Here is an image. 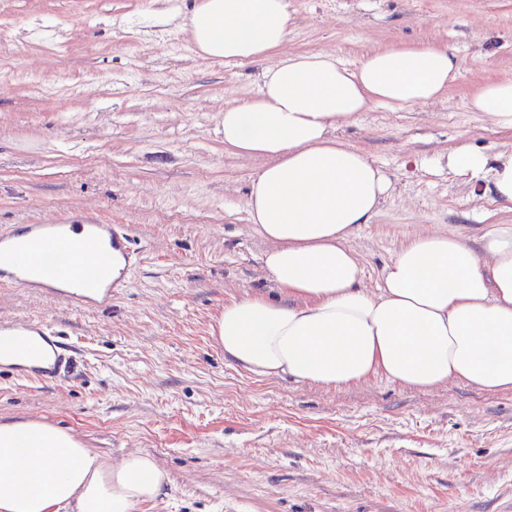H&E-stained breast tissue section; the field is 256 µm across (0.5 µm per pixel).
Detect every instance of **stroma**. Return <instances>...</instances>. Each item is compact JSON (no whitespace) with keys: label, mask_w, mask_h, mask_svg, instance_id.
Returning <instances> with one entry per match:
<instances>
[{"label":"stroma","mask_w":512,"mask_h":512,"mask_svg":"<svg viewBox=\"0 0 512 512\" xmlns=\"http://www.w3.org/2000/svg\"><path fill=\"white\" fill-rule=\"evenodd\" d=\"M172 2L162 25L161 0H0V228L95 216L141 250L108 311L0 286V318L53 324L80 360L58 386L1 373L0 423L51 424L113 464L151 455L167 482L133 512H512V391L327 388L250 373L213 341L225 301L282 297L246 208L267 161L225 151L222 127L270 61L200 57ZM421 46L461 61L443 100L376 105L337 131L393 185L349 241L372 290L410 236L475 246L512 226L448 173L458 144L512 150L511 129L468 107L512 79V0H288L285 53L354 65Z\"/></svg>","instance_id":"obj_1"}]
</instances>
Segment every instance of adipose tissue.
Listing matches in <instances>:
<instances>
[{
  "label": "adipose tissue",
  "mask_w": 512,
  "mask_h": 512,
  "mask_svg": "<svg viewBox=\"0 0 512 512\" xmlns=\"http://www.w3.org/2000/svg\"><path fill=\"white\" fill-rule=\"evenodd\" d=\"M189 17L196 51L211 59L265 58L288 37L287 0H193ZM459 68L433 46L375 50L353 69L328 53L279 56L256 96L225 107V148L274 160L252 181L246 208L285 296L225 303L212 327L225 357L259 376L324 386L383 376L418 389L454 380L512 390V228L485 233L476 248L457 232L407 239L373 291L348 245L391 181L336 130L376 104L441 99ZM469 105L512 129V79L480 87ZM448 169L512 205V151L463 144ZM166 481L149 455L112 465L68 431L0 424V512H133Z\"/></svg>",
  "instance_id": "1"
}]
</instances>
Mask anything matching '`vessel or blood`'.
Wrapping results in <instances>:
<instances>
[{
	"instance_id": "obj_1",
	"label": "vessel or blood",
	"mask_w": 512,
	"mask_h": 512,
	"mask_svg": "<svg viewBox=\"0 0 512 512\" xmlns=\"http://www.w3.org/2000/svg\"><path fill=\"white\" fill-rule=\"evenodd\" d=\"M73 251L94 252L92 261L78 264L67 277L51 272L30 275L38 257L55 254L60 243ZM141 261L130 230L124 224H72L60 217L50 224H25L0 231V284L18 288H41L47 297L63 299L101 309L112 306V299L128 287ZM49 342L52 355L48 362L30 371L31 379L44 385L65 380L75 363L72 346L65 343L51 324L26 319L0 321V367L10 368L9 354L23 350L31 341Z\"/></svg>"
}]
</instances>
